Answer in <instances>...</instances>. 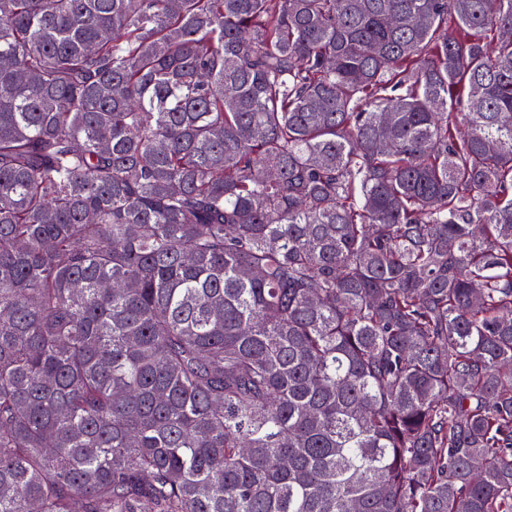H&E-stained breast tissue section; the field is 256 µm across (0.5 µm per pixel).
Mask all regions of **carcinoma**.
Masks as SVG:
<instances>
[{
	"instance_id": "obj_1",
	"label": "carcinoma",
	"mask_w": 512,
	"mask_h": 512,
	"mask_svg": "<svg viewBox=\"0 0 512 512\" xmlns=\"http://www.w3.org/2000/svg\"><path fill=\"white\" fill-rule=\"evenodd\" d=\"M0 512H512V0H0Z\"/></svg>"
}]
</instances>
